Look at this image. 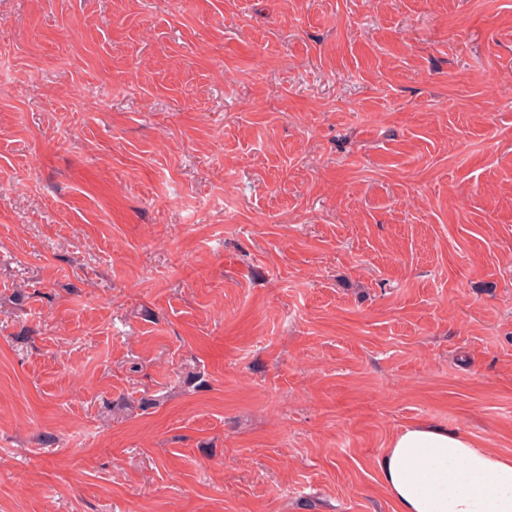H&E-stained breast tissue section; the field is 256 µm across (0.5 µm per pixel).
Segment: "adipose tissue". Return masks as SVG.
I'll return each instance as SVG.
<instances>
[{"mask_svg": "<svg viewBox=\"0 0 512 512\" xmlns=\"http://www.w3.org/2000/svg\"><path fill=\"white\" fill-rule=\"evenodd\" d=\"M376 465L397 512H512V456L463 432L411 424Z\"/></svg>", "mask_w": 512, "mask_h": 512, "instance_id": "1", "label": "adipose tissue"}]
</instances>
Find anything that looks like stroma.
I'll list each match as a JSON object with an SVG mask.
<instances>
[{
  "label": "stroma",
  "mask_w": 512,
  "mask_h": 512,
  "mask_svg": "<svg viewBox=\"0 0 512 512\" xmlns=\"http://www.w3.org/2000/svg\"><path fill=\"white\" fill-rule=\"evenodd\" d=\"M0 61V512L512 456V0H0Z\"/></svg>",
  "instance_id": "1"
}]
</instances>
